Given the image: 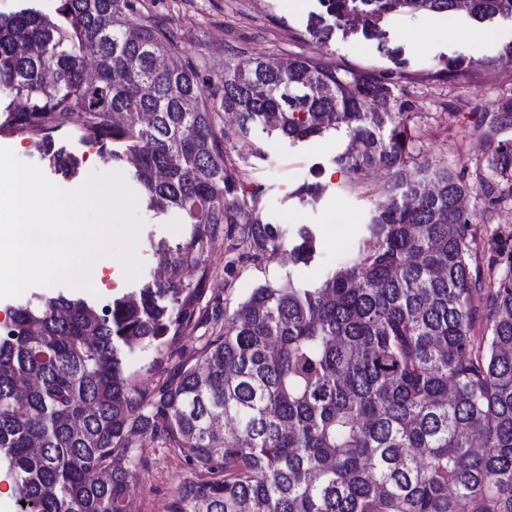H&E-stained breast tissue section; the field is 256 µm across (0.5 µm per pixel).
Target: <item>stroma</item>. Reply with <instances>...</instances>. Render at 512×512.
<instances>
[{
	"instance_id": "35a3bbf8",
	"label": "stroma",
	"mask_w": 512,
	"mask_h": 512,
	"mask_svg": "<svg viewBox=\"0 0 512 512\" xmlns=\"http://www.w3.org/2000/svg\"><path fill=\"white\" fill-rule=\"evenodd\" d=\"M137 24L150 22L172 31L183 57L196 64L206 82L218 83L225 61L233 55L288 61L298 57L338 68L393 70V63L379 53L374 41L343 39L334 34L328 45L315 43L306 31L310 15L319 11L318 0H142ZM464 16L442 13L405 14L388 24L389 44L401 52L403 66L398 79V96L415 112L417 144L431 161L454 173L470 172L477 156L471 143L478 132L473 112L496 110L512 95V72L501 70L503 34L512 35V19L495 21L473 36ZM463 57L469 64L464 82L448 80L442 60ZM56 140L82 159L80 173L72 179L51 174L50 179L67 191L81 188L94 172H121L132 190L140 185L132 166L104 162L96 147L82 144L67 128L55 133ZM348 137L336 131L305 142L267 135L254 128L242 136L230 134L224 148L238 170L235 192L239 200L260 195L259 215L263 222L278 225L284 236L296 227L309 225L319 249L313 261L294 262L288 253L260 259L244 257L231 241H215L206 256L210 275L224 280L222 292L204 288L197 304L207 311L222 303L234 311L250 292L266 283L278 284L288 278L314 281L336 266L357 246L363 224L369 223L381 200L382 180L372 176L351 180L337 168L334 159L345 150ZM304 183L318 186L314 201L299 202L296 189ZM512 213V200L495 210L489 220L477 222L479 251L490 254L500 246L512 249V226H505ZM144 226L137 256L143 263L141 279L152 276V268L164 257L166 248L183 240L188 224L179 213L142 211ZM209 337L206 327L187 328L183 335L169 339L162 355L143 352L132 357L138 370V384L153 392L179 363L192 360ZM138 472L134 481L136 512H164L169 495L191 473L177 449L162 447L145 439L135 446Z\"/></svg>"
}]
</instances>
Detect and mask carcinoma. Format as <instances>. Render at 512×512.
I'll return each mask as SVG.
<instances>
[{
	"label": "carcinoma",
	"instance_id": "1",
	"mask_svg": "<svg viewBox=\"0 0 512 512\" xmlns=\"http://www.w3.org/2000/svg\"><path fill=\"white\" fill-rule=\"evenodd\" d=\"M309 34L381 39L403 14H462L479 34L512 0H320ZM141 0H57L0 13V87L25 103L10 128L65 174L75 156L53 133L74 128L115 161L134 160L146 208L176 209L188 236L165 274L105 302L41 295L0 325V460L22 512H135L134 437L178 448L194 477L166 512H512V256L481 277L469 185L415 143L396 72L296 58L224 63L220 101L156 25H132ZM294 142L343 129L336 164L355 180L385 175L369 237L317 282L261 285L195 362L149 398L130 359L159 351L195 317L205 256L224 227L273 256L279 228L241 222L228 134L215 114ZM494 147L474 164L487 211L512 199V97L476 112ZM290 253L316 251L301 226ZM485 321V334L471 330Z\"/></svg>",
	"mask_w": 512,
	"mask_h": 512
}]
</instances>
